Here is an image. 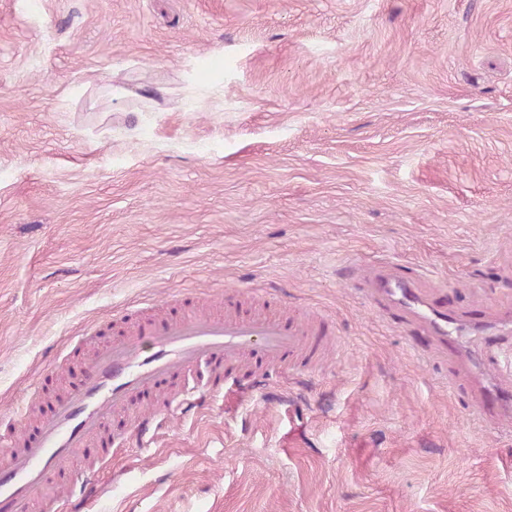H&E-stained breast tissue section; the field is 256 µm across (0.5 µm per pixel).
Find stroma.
<instances>
[{"instance_id": "35a3bbf8", "label": "stroma", "mask_w": 512, "mask_h": 512, "mask_svg": "<svg viewBox=\"0 0 512 512\" xmlns=\"http://www.w3.org/2000/svg\"><path fill=\"white\" fill-rule=\"evenodd\" d=\"M381 261L512 310V0H0V424L188 291L335 328L262 398L173 389L93 512H512V431L340 275Z\"/></svg>"}]
</instances>
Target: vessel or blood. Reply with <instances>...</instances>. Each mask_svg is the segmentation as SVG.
I'll use <instances>...</instances> for the list:
<instances>
[{
    "mask_svg": "<svg viewBox=\"0 0 512 512\" xmlns=\"http://www.w3.org/2000/svg\"><path fill=\"white\" fill-rule=\"evenodd\" d=\"M343 277L361 285L369 302L382 306L410 333L430 337L442 359L459 357L463 339L512 329V313L477 315L463 325L430 300L419 277L386 262L366 270L344 268ZM220 313L195 310L167 320L131 327L111 344L93 349L80 375L14 445L0 434V512H88L104 487L99 473L112 458V419L143 397L155 400L170 380L208 365L214 391L228 371L244 360L258 366L252 388H260L270 368L283 371L314 366L333 341L328 321L312 316L258 311L270 293L235 289ZM477 419L489 425L512 418V387L501 384L471 391Z\"/></svg>",
    "mask_w": 512,
    "mask_h": 512,
    "instance_id": "vessel-or-blood-1",
    "label": "vessel or blood"
}]
</instances>
